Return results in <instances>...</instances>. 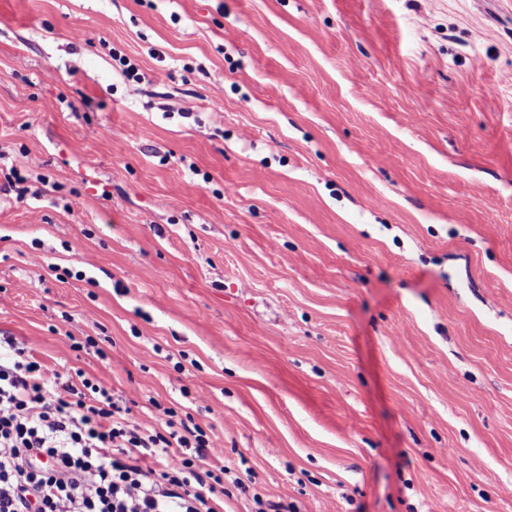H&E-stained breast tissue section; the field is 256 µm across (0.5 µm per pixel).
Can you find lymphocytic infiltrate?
<instances>
[{
  "label": "lymphocytic infiltrate",
  "mask_w": 512,
  "mask_h": 512,
  "mask_svg": "<svg viewBox=\"0 0 512 512\" xmlns=\"http://www.w3.org/2000/svg\"><path fill=\"white\" fill-rule=\"evenodd\" d=\"M221 454L173 409L145 428L85 373L0 353V512H218Z\"/></svg>",
  "instance_id": "lymphocytic-infiltrate-1"
}]
</instances>
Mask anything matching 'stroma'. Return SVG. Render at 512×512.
<instances>
[{
    "instance_id": "stroma-1",
    "label": "stroma",
    "mask_w": 512,
    "mask_h": 512,
    "mask_svg": "<svg viewBox=\"0 0 512 512\" xmlns=\"http://www.w3.org/2000/svg\"><path fill=\"white\" fill-rule=\"evenodd\" d=\"M509 71L512 0H0V338L298 512H512Z\"/></svg>"
}]
</instances>
